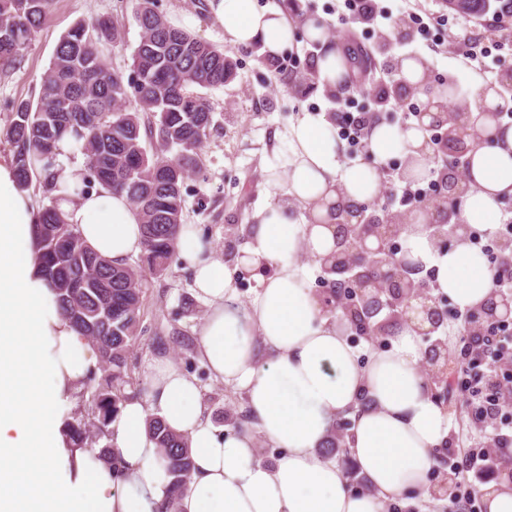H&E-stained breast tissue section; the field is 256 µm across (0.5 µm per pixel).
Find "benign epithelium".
<instances>
[{"mask_svg": "<svg viewBox=\"0 0 512 512\" xmlns=\"http://www.w3.org/2000/svg\"><path fill=\"white\" fill-rule=\"evenodd\" d=\"M497 112H460L449 128V137L464 141L483 121L491 117L498 119ZM448 152L464 159V168L449 169L442 176L446 191H437L441 203L432 204L427 200L410 207L407 213H387L386 227L381 229L379 217L383 210L376 206L359 205L336 209V227L358 228L353 241L328 265L324 258L317 262L330 282L329 291L336 294L339 310H362L367 298L379 303L388 301L389 295L401 289V314L405 322L417 334H425L424 327L440 322V309L429 294V283L418 278L416 282H405L410 274H418L419 269L410 266L401 256L402 246L397 243L409 217L420 218L424 230L431 240L438 243L448 237L457 238L460 231L468 226L458 219V205L467 190L466 180L469 160L466 153L448 145ZM484 311L502 324L512 323V297L494 293L484 307Z\"/></svg>", "mask_w": 512, "mask_h": 512, "instance_id": "1", "label": "benign epithelium"}]
</instances>
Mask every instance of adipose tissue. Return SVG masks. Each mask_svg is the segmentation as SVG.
Listing matches in <instances>:
<instances>
[{
  "mask_svg": "<svg viewBox=\"0 0 512 512\" xmlns=\"http://www.w3.org/2000/svg\"><path fill=\"white\" fill-rule=\"evenodd\" d=\"M231 45L259 46L277 57L297 31L325 43L314 70L319 89H339L349 65L326 43L312 18L297 25L282 0H209ZM425 124H375L374 163L344 166V144L324 115L303 113L288 125V161L270 170L274 198L255 216L242 261L271 268L260 291L241 302L234 272L184 226L178 251L208 304L198 351L214 379L243 389L258 435L227 432L205 418L195 379L166 358L151 366L149 401L124 402L108 426L105 449L66 446L58 413L80 389L98 356L64 319L40 273L34 248L37 203L18 187L12 161L0 159V512H157L171 478L148 434L161 417L187 435L193 468L180 512H380L379 501L426 487L435 450L448 436V414L432 397L415 331L400 325L391 346L361 359L312 293L300 253L325 256L334 246L337 203L372 204L380 163L410 160L405 180L428 182L432 149ZM462 221L494 237L504 199L512 198V125L472 147ZM58 209L85 243L116 264L143 250L140 220L125 194L100 185L63 197ZM406 258L430 273L434 294L460 310L481 306L493 291L487 257L461 239L437 249L420 222L401 234ZM269 357L260 360L257 349ZM349 416L346 438L368 485L350 488L346 473L321 454L337 417ZM283 454L259 458L257 438ZM120 462L121 475L112 464Z\"/></svg>",
  "mask_w": 512,
  "mask_h": 512,
  "instance_id": "adipose-tissue-1",
  "label": "adipose tissue"
}]
</instances>
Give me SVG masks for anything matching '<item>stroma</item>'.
Wrapping results in <instances>:
<instances>
[{"label":"stroma","instance_id":"obj_1","mask_svg":"<svg viewBox=\"0 0 512 512\" xmlns=\"http://www.w3.org/2000/svg\"><path fill=\"white\" fill-rule=\"evenodd\" d=\"M297 4V15L322 18L329 41L337 49L350 44L369 55L363 91L352 90L344 96L350 112H358L367 102V93L387 82L388 67L408 56L427 58L433 78L455 81L447 102L452 112L471 107L476 78L487 82L501 79L500 74L484 72L482 53L454 41L459 31L458 15H449L447 23L433 26L426 35L408 30L406 45L382 54L377 50L381 29L341 24L343 0H297ZM156 8L170 24L223 49L237 63V75L231 83L202 91L213 111V125L199 151V166L184 184L183 221L193 225L202 240L235 267L237 293L246 303L260 290L261 277L258 271L239 266L237 259L248 241L255 213L269 200L268 171L283 165L288 157L283 134L289 121L305 110L327 109L328 97L314 87L285 85L279 74L253 53L229 45L223 27L210 14L207 0H156ZM133 9V0H50L42 26L15 67L0 68L1 155L11 151L6 140L8 104L37 101L42 76L61 36L78 20L104 17L119 27L123 45L105 47L103 60L110 69L129 72L140 32ZM145 291L141 317L144 333L133 347L134 388L149 387L150 363L169 356L195 378L205 414L214 426L229 429L227 415L244 413L247 402L242 390L212 379L197 354L207 303L195 293L190 270L183 262H175L165 275L148 277ZM443 408L449 421L448 445L436 450L439 464L430 476L429 489L413 495L409 505L390 503V512H449V499L433 491L450 474L445 457L460 458L470 449L486 445L484 433L461 396H453Z\"/></svg>","mask_w":512,"mask_h":512}]
</instances>
